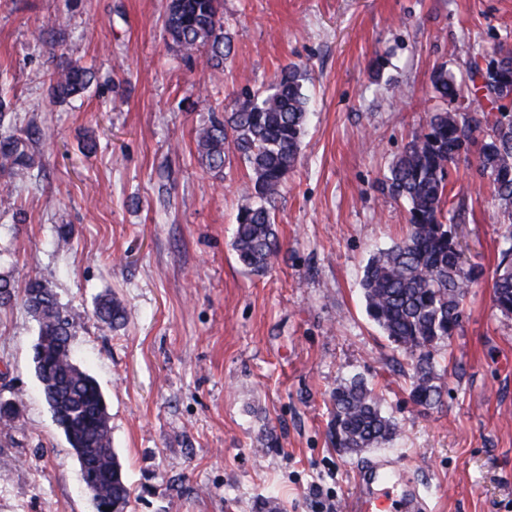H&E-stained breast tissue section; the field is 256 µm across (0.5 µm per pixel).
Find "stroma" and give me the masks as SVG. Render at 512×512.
<instances>
[{
  "label": "stroma",
  "mask_w": 512,
  "mask_h": 512,
  "mask_svg": "<svg viewBox=\"0 0 512 512\" xmlns=\"http://www.w3.org/2000/svg\"><path fill=\"white\" fill-rule=\"evenodd\" d=\"M169 0H0V95L9 130L34 132L33 168L0 185V268L45 281L82 315L72 345L108 405L128 512H350L362 464L409 466L432 512H512V318L491 302L502 246L487 180L460 164L452 230L480 277L435 354L442 406L409 400L411 366L368 317L359 281L407 230L382 189L432 108L430 76L467 74L456 49L512 37V0H224V67L188 65L163 26ZM93 70L50 100L59 62ZM300 67L316 103L276 201L281 250L252 273L232 249L247 168L200 161L196 133L243 87ZM71 225L67 240L57 229ZM109 293L127 319L102 327ZM38 326L0 308V512H96L31 360ZM362 377L399 426L382 449L329 440L331 392ZM277 437L259 448L261 435Z\"/></svg>",
  "instance_id": "1"
}]
</instances>
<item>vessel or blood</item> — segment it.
<instances>
[{
	"label": "vessel or blood",
	"mask_w": 512,
	"mask_h": 512,
	"mask_svg": "<svg viewBox=\"0 0 512 512\" xmlns=\"http://www.w3.org/2000/svg\"><path fill=\"white\" fill-rule=\"evenodd\" d=\"M351 509L352 512H429L411 473L387 459L375 461L360 471L358 492Z\"/></svg>",
	"instance_id": "1"
}]
</instances>
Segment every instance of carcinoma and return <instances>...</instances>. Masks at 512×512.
<instances>
[{
	"instance_id": "cac0c4a2",
	"label": "carcinoma",
	"mask_w": 512,
	"mask_h": 512,
	"mask_svg": "<svg viewBox=\"0 0 512 512\" xmlns=\"http://www.w3.org/2000/svg\"><path fill=\"white\" fill-rule=\"evenodd\" d=\"M164 29L187 60L197 54L210 69L224 67L230 44L223 0H169ZM459 53L471 82L482 79L477 89L496 112L438 107L413 132L384 180L389 195L408 205V234L374 253L360 281L368 316L393 349L411 360L410 399L424 409L442 405L435 352L461 327L465 300L478 279V272L465 268L451 226L443 222L452 171L472 155L478 175L490 182L502 229L492 301L512 317V42L499 41L489 59L469 44ZM92 81L89 68L65 63L52 74L49 94L69 96ZM430 83L443 103L464 98L462 84L443 66L432 72ZM312 111L298 66L290 65L267 87L243 92L233 111L213 114L198 131V154L209 171L222 174L232 151L250 170L244 187L248 203L237 215L232 246L251 270L267 269L280 250L275 201L297 164ZM30 166L27 141L0 135V177L12 179ZM18 300L38 324L33 363L54 422L79 465L90 462L97 472L96 480L85 484L97 512H127L130 486L112 448L104 395L97 380L75 363L71 340L80 314L62 305L42 280L30 279L19 288L11 272L0 271V308ZM95 313L109 329L126 320L125 308L112 297L99 300ZM331 400L329 437L335 447L357 453L395 437L396 422L383 415L379 394L363 378L338 384Z\"/></svg>"
}]
</instances>
